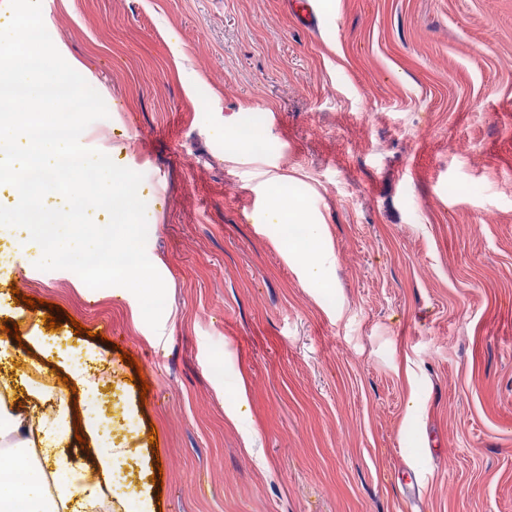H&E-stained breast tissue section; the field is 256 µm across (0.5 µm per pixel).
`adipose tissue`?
Here are the masks:
<instances>
[{
	"mask_svg": "<svg viewBox=\"0 0 512 512\" xmlns=\"http://www.w3.org/2000/svg\"><path fill=\"white\" fill-rule=\"evenodd\" d=\"M262 226L274 236L284 259L293 265L301 281L321 290L334 288L335 256L327 244L322 224L308 210L303 197L288 194L282 179L265 181V206ZM298 234H291V227ZM56 415L51 423L31 419L5 410L0 405V439L19 428H26L51 467V484H44L35 467L14 463L0 471V512H100L102 484L112 481V472L127 454L126 449L101 448L92 465L82 466L65 454L70 439L71 421L66 400L55 395Z\"/></svg>",
	"mask_w": 512,
	"mask_h": 512,
	"instance_id": "ef3b65f1",
	"label": "adipose tissue"
}]
</instances>
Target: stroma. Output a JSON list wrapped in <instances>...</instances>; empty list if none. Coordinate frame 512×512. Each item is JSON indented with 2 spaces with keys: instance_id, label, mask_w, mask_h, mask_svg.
<instances>
[{
  "instance_id": "obj_1",
  "label": "stroma",
  "mask_w": 512,
  "mask_h": 512,
  "mask_svg": "<svg viewBox=\"0 0 512 512\" xmlns=\"http://www.w3.org/2000/svg\"><path fill=\"white\" fill-rule=\"evenodd\" d=\"M311 4L312 23L296 0H41L107 101L82 145L143 176L166 303L152 330L127 289L78 290L10 232L0 327H61L0 373L55 390L57 349L111 360L134 454L112 512L141 488L156 512H512V0ZM247 128L265 151L228 148ZM272 174L323 224L334 290L259 227ZM239 377L249 446L224 415ZM66 399V452L92 463L95 398Z\"/></svg>"
}]
</instances>
